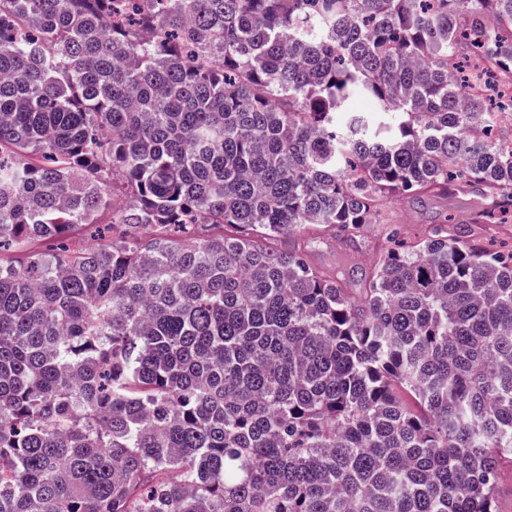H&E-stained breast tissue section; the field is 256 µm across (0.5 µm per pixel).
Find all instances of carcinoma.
Wrapping results in <instances>:
<instances>
[{"label":"carcinoma","instance_id":"1","mask_svg":"<svg viewBox=\"0 0 512 512\" xmlns=\"http://www.w3.org/2000/svg\"><path fill=\"white\" fill-rule=\"evenodd\" d=\"M114 2L0 0V250L54 241L0 260V512H498L512 0ZM430 194L481 203L381 218ZM369 224L363 288L309 259ZM473 195H460L447 200L421 198L419 200L399 199L387 207L385 218L393 217L397 221L402 236L407 240H419L425 232L443 221L445 214L455 215L458 221H464L477 205ZM336 237L331 228H322L321 232L313 235L308 251L311 261L329 274L336 272Z\"/></svg>","mask_w":512,"mask_h":512}]
</instances>
